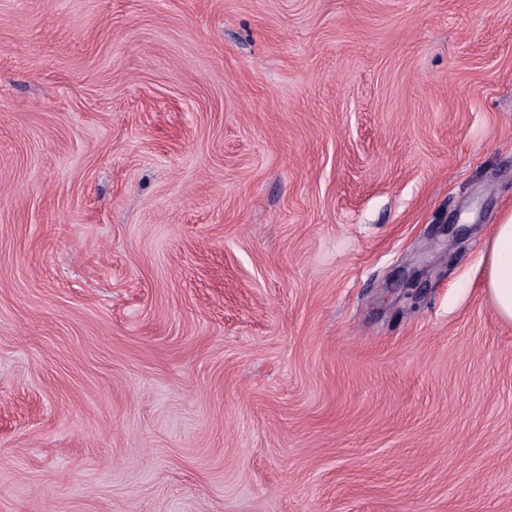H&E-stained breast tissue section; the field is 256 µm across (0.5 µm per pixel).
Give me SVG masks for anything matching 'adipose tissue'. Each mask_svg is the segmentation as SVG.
Listing matches in <instances>:
<instances>
[{
  "label": "adipose tissue",
  "instance_id": "1",
  "mask_svg": "<svg viewBox=\"0 0 512 512\" xmlns=\"http://www.w3.org/2000/svg\"><path fill=\"white\" fill-rule=\"evenodd\" d=\"M486 289L498 318L512 324V211L505 213L495 228Z\"/></svg>",
  "mask_w": 512,
  "mask_h": 512
}]
</instances>
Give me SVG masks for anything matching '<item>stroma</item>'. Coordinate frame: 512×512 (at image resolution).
I'll return each instance as SVG.
<instances>
[{
    "label": "stroma",
    "mask_w": 512,
    "mask_h": 512,
    "mask_svg": "<svg viewBox=\"0 0 512 512\" xmlns=\"http://www.w3.org/2000/svg\"><path fill=\"white\" fill-rule=\"evenodd\" d=\"M508 210L512 0H0V512H512ZM486 289L496 314L512 324V211L496 224L489 254Z\"/></svg>",
    "instance_id": "obj_1"
}]
</instances>
